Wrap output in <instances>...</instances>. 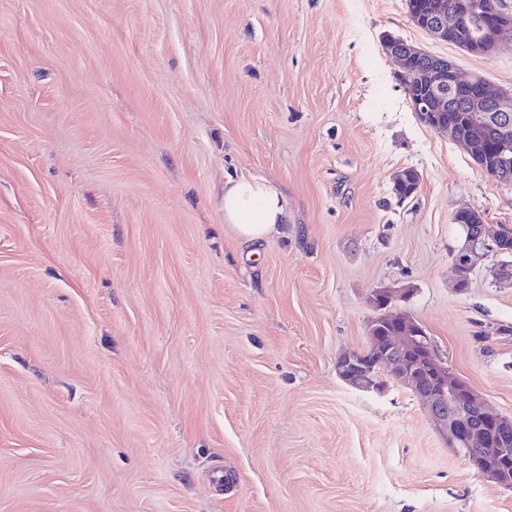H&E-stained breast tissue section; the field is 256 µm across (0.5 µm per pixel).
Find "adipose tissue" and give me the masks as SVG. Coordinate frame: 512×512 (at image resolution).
Wrapping results in <instances>:
<instances>
[{"mask_svg":"<svg viewBox=\"0 0 512 512\" xmlns=\"http://www.w3.org/2000/svg\"><path fill=\"white\" fill-rule=\"evenodd\" d=\"M286 207L282 191L271 180L242 176L224 183V224L240 241L253 243L273 237Z\"/></svg>","mask_w":512,"mask_h":512,"instance_id":"1","label":"adipose tissue"}]
</instances>
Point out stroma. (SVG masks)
Returning a JSON list of instances; mask_svg holds the SVG:
<instances>
[{"label": "stroma", "mask_w": 512, "mask_h": 512, "mask_svg": "<svg viewBox=\"0 0 512 512\" xmlns=\"http://www.w3.org/2000/svg\"><path fill=\"white\" fill-rule=\"evenodd\" d=\"M405 0H0V512H512L417 397L346 385L377 288L512 417V283L452 286L512 183L416 116ZM420 175L398 203L393 178ZM273 180L279 234L224 228ZM286 207L282 191L271 180L242 176L224 182V224L240 241L273 237L284 224ZM471 211L472 209L470 208H459L453 214V219L457 218L458 216L468 215V213ZM476 214L479 216L478 223H481L483 221L481 214L476 211V213H473L472 215ZM472 215H468V219L460 218V223H466L461 224L464 232V242L466 240L467 233L473 234L476 237H473V241H471L469 245L466 248H463L459 253H457L458 249L453 253H457L452 262L456 287H458L464 281H469L470 275L475 273L476 269L480 267L481 262L485 259V257H487V251H489V249L485 246L486 244L483 245V243L487 241L489 237L493 236V233H491V230L487 225L473 224L475 220L471 219L473 217ZM482 225L483 227L480 232ZM469 284L470 281L464 282L460 287L456 289L459 291H464L466 288H469Z\"/></svg>", "instance_id": "1"}]
</instances>
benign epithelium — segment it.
Masks as SVG:
<instances>
[{"instance_id": "benign-epithelium-1", "label": "benign epithelium", "mask_w": 512, "mask_h": 512, "mask_svg": "<svg viewBox=\"0 0 512 512\" xmlns=\"http://www.w3.org/2000/svg\"><path fill=\"white\" fill-rule=\"evenodd\" d=\"M408 14L413 24L431 38L446 42L453 36L462 49L488 55L512 32V12L486 0H432L424 10L409 0ZM386 55L408 78L410 99L419 119L427 126L463 144L478 167L494 180L512 175V88L491 87L482 75H462L453 61L431 54L401 38L384 42ZM466 114L469 134L458 136L448 113ZM498 131L495 163L487 165L485 136L489 127ZM493 236L488 226L456 254L452 268L455 285L470 275L487 257L484 245ZM407 288H377L369 303L377 310H389L405 297ZM395 321L399 331L380 335L384 319ZM368 341L379 351L377 361L357 351L336 359L337 376L348 386L362 391H381L377 368L408 388L422 402L436 430L448 447L461 453L487 480L499 487H512V460L506 448L512 437V417L491 410L485 399L464 382L436 353L424 328L404 314L373 318L367 329Z\"/></svg>"}]
</instances>
